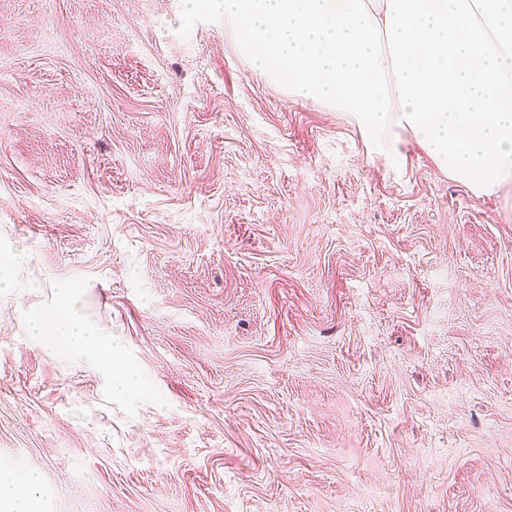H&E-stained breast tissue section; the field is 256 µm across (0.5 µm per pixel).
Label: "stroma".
<instances>
[{"mask_svg": "<svg viewBox=\"0 0 512 512\" xmlns=\"http://www.w3.org/2000/svg\"><path fill=\"white\" fill-rule=\"evenodd\" d=\"M181 3L0 0V465L38 512H512V185ZM62 288L137 396L28 335ZM24 255L12 249L0 250V292L12 288L14 270L23 260Z\"/></svg>", "mask_w": 512, "mask_h": 512, "instance_id": "1", "label": "stroma"}]
</instances>
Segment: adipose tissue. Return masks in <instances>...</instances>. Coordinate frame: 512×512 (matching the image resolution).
<instances>
[{
	"mask_svg": "<svg viewBox=\"0 0 512 512\" xmlns=\"http://www.w3.org/2000/svg\"><path fill=\"white\" fill-rule=\"evenodd\" d=\"M73 291L61 289L48 310L30 315L29 334L40 343L58 350L88 356L96 363L111 366L112 335L79 317L72 309ZM37 477L14 467H0V512H36L33 492Z\"/></svg>",
	"mask_w": 512,
	"mask_h": 512,
	"instance_id": "ef3b65f1",
	"label": "adipose tissue"
}]
</instances>
